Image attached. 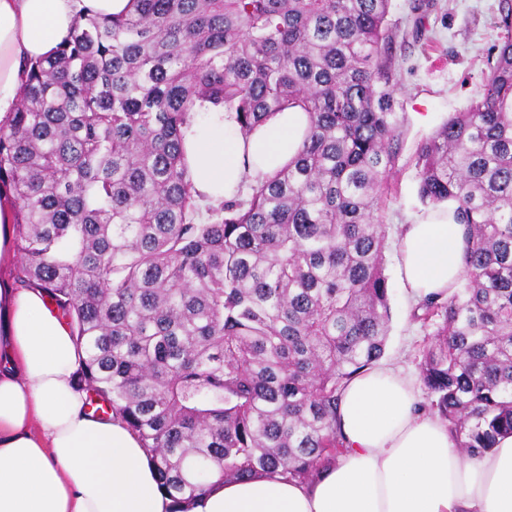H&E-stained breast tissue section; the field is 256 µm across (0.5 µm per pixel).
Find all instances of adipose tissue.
Listing matches in <instances>:
<instances>
[{"instance_id": "obj_1", "label": "adipose tissue", "mask_w": 512, "mask_h": 512, "mask_svg": "<svg viewBox=\"0 0 512 512\" xmlns=\"http://www.w3.org/2000/svg\"><path fill=\"white\" fill-rule=\"evenodd\" d=\"M135 0H0V121L13 112L31 61L52 54L77 17L132 14ZM309 116L274 113L243 134L234 113L203 112L182 130L190 177L210 204L245 178L270 175L298 153ZM0 190V512H170L155 464L119 419L85 406L83 352L41 289L11 273L14 211ZM452 207L402 227L398 273L411 299L447 291L464 270ZM336 424L345 451L300 482L262 472L213 481L188 512H512V435L463 457L448 426L420 410L402 368L368 369L343 390Z\"/></svg>"}]
</instances>
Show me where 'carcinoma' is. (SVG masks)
I'll use <instances>...</instances> for the list:
<instances>
[{"mask_svg": "<svg viewBox=\"0 0 512 512\" xmlns=\"http://www.w3.org/2000/svg\"><path fill=\"white\" fill-rule=\"evenodd\" d=\"M81 16L0 123L16 278L85 352L79 385L152 456L172 512L213 479L310 481L342 448L341 390L384 354L381 187L402 149L392 0H136ZM479 96L416 148L418 195L466 225L465 270L412 317L430 410L466 458L512 435V0ZM243 134L310 117L248 193L201 205L182 152L196 108Z\"/></svg>", "mask_w": 512, "mask_h": 512, "instance_id": "obj_1", "label": "carcinoma"}]
</instances>
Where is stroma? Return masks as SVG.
<instances>
[{"instance_id":"obj_1","label":"stroma","mask_w":512,"mask_h":512,"mask_svg":"<svg viewBox=\"0 0 512 512\" xmlns=\"http://www.w3.org/2000/svg\"><path fill=\"white\" fill-rule=\"evenodd\" d=\"M499 0H437L415 27L413 0H392L389 21L397 36L393 55L398 71L399 116L403 121V148L386 178L387 192L378 216L386 226V274L391 320L384 358L409 375H417L422 345L436 327L411 317L415 304L403 289L397 269L402 225L425 213L419 199L415 151L454 113L465 111L480 90L489 58L501 41ZM430 113L422 122V113Z\"/></svg>"}]
</instances>
